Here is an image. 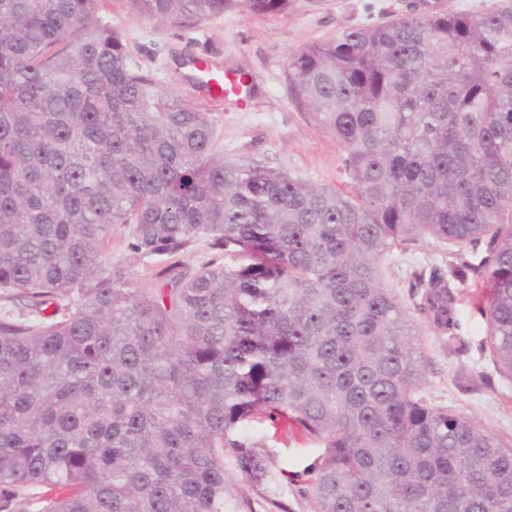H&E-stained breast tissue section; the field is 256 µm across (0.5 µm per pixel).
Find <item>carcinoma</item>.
Wrapping results in <instances>:
<instances>
[{
  "label": "carcinoma",
  "mask_w": 512,
  "mask_h": 512,
  "mask_svg": "<svg viewBox=\"0 0 512 512\" xmlns=\"http://www.w3.org/2000/svg\"><path fill=\"white\" fill-rule=\"evenodd\" d=\"M107 0H0V504L41 512H224V451L255 486L266 416L322 448L318 512H512V443L429 404L409 320L379 261L451 244L417 311L448 335L459 291L512 376V4L413 12L290 57L297 107L336 138L351 191L213 152L211 115L150 89ZM159 23L230 0H127ZM255 15L295 0H243ZM130 249L224 254L164 287L106 267ZM487 238L478 266L465 250Z\"/></svg>",
  "instance_id": "obj_1"
}]
</instances>
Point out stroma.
Masks as SVG:
<instances>
[{
  "mask_svg": "<svg viewBox=\"0 0 512 512\" xmlns=\"http://www.w3.org/2000/svg\"><path fill=\"white\" fill-rule=\"evenodd\" d=\"M410 0H297L285 14L258 16L241 0L223 15L163 25L135 16L127 0H110L100 17L117 31L152 90L180 97L209 112L218 138L214 151L227 159H258L303 180L345 188L341 150L290 96L288 61L299 47L336 39L357 25H373L409 11ZM206 54L229 72L256 78L246 108L217 104L196 88L185 70L189 57ZM128 231L115 227L107 265L123 266L143 288L162 287L159 261L134 254ZM448 253L430 239L395 249L379 263L380 276L416 327L422 364L420 393L432 404L462 414L481 427L512 440V380L496 370L486 344V321L467 303L457 307V336L465 354L448 349L446 337L414 308L421 277L446 264ZM253 436L269 463L266 486H252L241 474L233 451L224 453L225 512H317L312 465L321 450L307 439L271 423L256 421Z\"/></svg>",
  "mask_w": 512,
  "mask_h": 512,
  "instance_id": "1",
  "label": "stroma"
}]
</instances>
